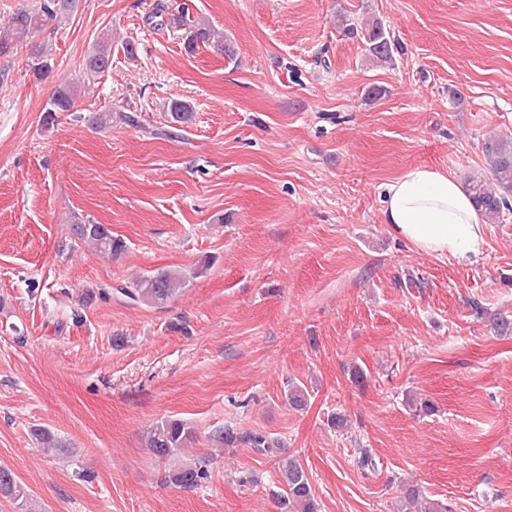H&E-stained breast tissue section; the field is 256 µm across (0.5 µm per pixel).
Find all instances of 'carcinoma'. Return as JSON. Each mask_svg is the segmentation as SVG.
I'll list each match as a JSON object with an SVG mask.
<instances>
[{
  "mask_svg": "<svg viewBox=\"0 0 512 512\" xmlns=\"http://www.w3.org/2000/svg\"><path fill=\"white\" fill-rule=\"evenodd\" d=\"M75 8V0H36L29 8H23L0 24V53L23 44L35 34L54 26ZM168 5L159 3L152 17L155 25L167 23L189 30L186 49L190 52L198 48L199 43H207L213 33L190 20L183 10L165 17ZM361 32L367 44L370 59L375 62H388L393 57V46L389 33L377 21L364 25ZM50 52L45 47H38L33 52L36 63L33 72L39 77L45 76L50 69ZM112 65L111 38L102 34L92 53L87 57L84 81L64 84L58 87L45 108L44 121H54L58 112H70L74 109L78 95L86 90V82L108 70ZM194 118L190 104L182 100H173L168 105V128L156 130L154 134L165 137L175 135L178 126L192 122ZM121 121L128 126L143 127L141 115L136 112H91L87 123L95 129L112 127V122ZM482 152L491 174V181L481 178L471 179L468 190L488 222L498 224L504 220L506 213L512 211V136L495 135L484 140ZM71 233L79 241L92 244L96 250L109 255H117L124 249L121 240L112 237L111 231L103 224H73ZM186 283L183 274L170 269H158L152 274L141 277L127 286L116 289L107 286L99 289V296L106 300L116 291L125 298L138 303L162 305L175 293L177 287ZM192 438L190 428L179 420H164L150 431L149 447L154 454L163 458L176 455L185 442ZM213 441L226 446L238 443L251 445L260 453L277 456L280 444L258 432H237L231 427L216 431ZM282 480L280 497L287 502L291 512H317V502L311 484L303 466L295 459H282L278 462ZM206 476L202 465H186L171 475L172 482L180 487L189 488L198 484ZM0 493L17 500L24 497L25 490L17 483L12 471L0 467ZM407 505L414 512H448V508L419 493L415 487L406 490Z\"/></svg>",
  "mask_w": 512,
  "mask_h": 512,
  "instance_id": "carcinoma-1",
  "label": "carcinoma"
}]
</instances>
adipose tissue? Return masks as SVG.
Instances as JSON below:
<instances>
[{"label": "adipose tissue", "mask_w": 512, "mask_h": 512, "mask_svg": "<svg viewBox=\"0 0 512 512\" xmlns=\"http://www.w3.org/2000/svg\"><path fill=\"white\" fill-rule=\"evenodd\" d=\"M382 221L429 256L470 265L483 254L485 219L454 174L427 166L404 170L385 185Z\"/></svg>", "instance_id": "1"}]
</instances>
